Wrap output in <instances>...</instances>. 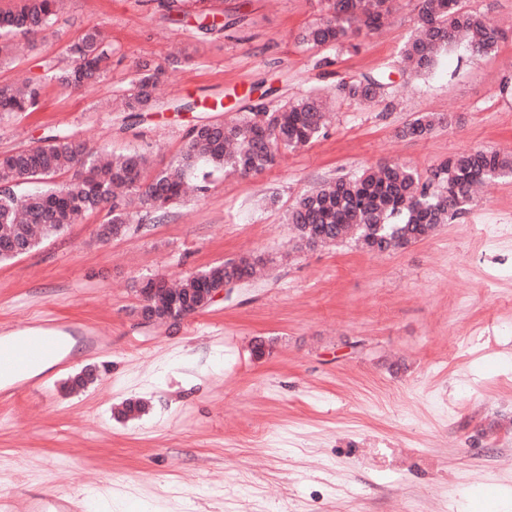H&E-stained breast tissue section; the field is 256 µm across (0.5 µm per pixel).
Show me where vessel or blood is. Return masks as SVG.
<instances>
[{
  "label": "vessel or blood",
  "instance_id": "1",
  "mask_svg": "<svg viewBox=\"0 0 512 512\" xmlns=\"http://www.w3.org/2000/svg\"><path fill=\"white\" fill-rule=\"evenodd\" d=\"M69 338L68 326L53 319L20 328L18 335L0 336V400H8L35 388L33 369L60 357ZM73 499L39 495L29 502V512H77Z\"/></svg>",
  "mask_w": 512,
  "mask_h": 512
}]
</instances>
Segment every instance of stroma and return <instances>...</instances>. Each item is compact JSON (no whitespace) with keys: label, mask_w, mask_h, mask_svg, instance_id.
I'll return each instance as SVG.
<instances>
[{"label":"stroma","mask_w":512,"mask_h":512,"mask_svg":"<svg viewBox=\"0 0 512 512\" xmlns=\"http://www.w3.org/2000/svg\"><path fill=\"white\" fill-rule=\"evenodd\" d=\"M163 0H63L47 31L19 37L0 82L65 67L85 30L112 66L78 91L48 83L39 109L0 118V154L51 131L153 169L189 128L237 109L252 87L267 105L385 74L380 102L333 101L324 136L265 172L217 174L160 221L107 243L87 216L0 264V335L39 316L101 336L73 343L62 369L0 404V497L74 496L84 512H501L512 491V178L406 248L299 247L285 215L305 190L383 163L426 172L471 149L512 153V38L480 60L463 48L424 78L398 63L416 0L356 48H307L298 33L321 0H212L221 32ZM193 59L174 63L171 52ZM143 60L162 66L157 105L128 125L116 103ZM187 101L196 111L182 110ZM453 115L424 139L399 128ZM267 264L251 284L180 325H142L136 281L180 280L242 255ZM96 380L68 393L81 370ZM141 410L125 414L127 403Z\"/></svg>","instance_id":"1"}]
</instances>
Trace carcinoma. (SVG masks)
<instances>
[{"instance_id":"carcinoma-1","label":"carcinoma","mask_w":512,"mask_h":512,"mask_svg":"<svg viewBox=\"0 0 512 512\" xmlns=\"http://www.w3.org/2000/svg\"><path fill=\"white\" fill-rule=\"evenodd\" d=\"M61 0H16L14 8L0 11V64L11 51L10 40L48 30L55 22ZM417 35L403 47L409 74L425 76L454 46H462L473 60L497 51L509 34L486 14L471 10L463 0H416ZM394 0H323L322 17L298 36L308 48L342 47L365 30L386 26ZM72 65L50 75L60 87L81 90L101 79L112 57L103 34L90 29L67 47ZM164 71L144 62L121 98L126 119L156 106L155 91ZM46 78L35 77L24 87L0 83V115L35 111L41 103ZM384 75L342 81L339 94L371 103L380 94ZM453 118L432 112L416 115L399 129L400 136L420 139ZM326 99L319 91L281 101L243 106L230 122L194 125L183 150L169 167L150 179L146 153L111 154L88 146L73 134L56 131L34 148L0 156V263L19 258L48 237L63 234L87 215L104 213L96 235L103 239L126 235L134 220L132 200L118 194L125 187L140 208L155 219L164 217L187 193L204 194L210 178L220 172L257 175L273 167L281 150L303 148L324 134ZM69 178L55 183L57 176ZM512 176V156L496 150L457 153L422 174L399 163H382L360 174L327 180L303 193L288 209L300 246L314 248L351 240L361 249L380 253L405 248L435 232L448 218L461 215L472 202L474 187L488 180ZM265 265L263 258L241 257L213 265L176 287L155 284L153 277L138 288H153L150 306L180 313L202 311L210 288L224 281H247Z\"/></svg>"}]
</instances>
